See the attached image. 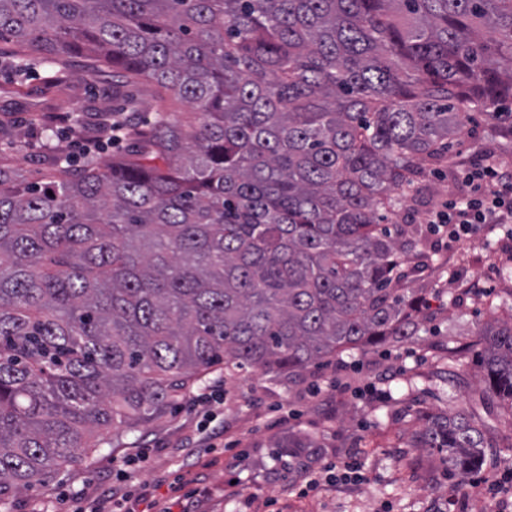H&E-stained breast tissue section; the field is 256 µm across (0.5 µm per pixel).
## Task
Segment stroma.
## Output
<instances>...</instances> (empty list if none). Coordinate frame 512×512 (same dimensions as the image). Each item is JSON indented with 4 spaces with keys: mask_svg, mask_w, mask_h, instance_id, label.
<instances>
[{
    "mask_svg": "<svg viewBox=\"0 0 512 512\" xmlns=\"http://www.w3.org/2000/svg\"><path fill=\"white\" fill-rule=\"evenodd\" d=\"M62 60L73 79L56 90L43 67L18 75L8 56L0 57V161L34 180L52 168L81 170L85 159L69 129L87 119L112 82L105 68L89 75L87 55ZM169 98L152 81L121 88L112 108L123 127L97 153L100 165L129 154L128 129L154 121L157 105ZM502 147L485 115L474 111L450 152L468 159L475 150ZM419 185L420 194L389 213L388 223H423L427 210L460 192L438 168L421 174ZM507 230L482 227L452 247L445 235H428V251L446 267L411 273L403 282L408 295L425 303L417 336L343 353L289 379L254 370L230 380L212 372L199 385L223 395V403L183 394L132 433V447L101 445L17 493L10 512H68L116 488L162 512H486L487 485L512 470V420L486 393L478 356L479 329L512 314ZM428 410L466 411L485 434L486 462L465 489L447 476L437 450L411 443L419 412ZM292 431L318 441L326 460L356 462L361 481L306 487L273 455V442ZM271 468L280 470L279 480L266 478Z\"/></svg>",
    "mask_w": 512,
    "mask_h": 512,
    "instance_id": "stroma-1",
    "label": "stroma"
}]
</instances>
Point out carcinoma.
<instances>
[{"mask_svg": "<svg viewBox=\"0 0 512 512\" xmlns=\"http://www.w3.org/2000/svg\"><path fill=\"white\" fill-rule=\"evenodd\" d=\"M19 72L67 84L63 53L190 103L132 131L130 157L28 182L0 164V503L121 441L224 366L296 376L417 334L404 261L421 229L380 225L480 108L512 139V0H0ZM93 133L112 129L111 99ZM485 390L512 417V321L481 331ZM465 479L487 442L420 415ZM280 457L315 454L302 433Z\"/></svg>", "mask_w": 512, "mask_h": 512, "instance_id": "cac0c4a2", "label": "carcinoma"}]
</instances>
